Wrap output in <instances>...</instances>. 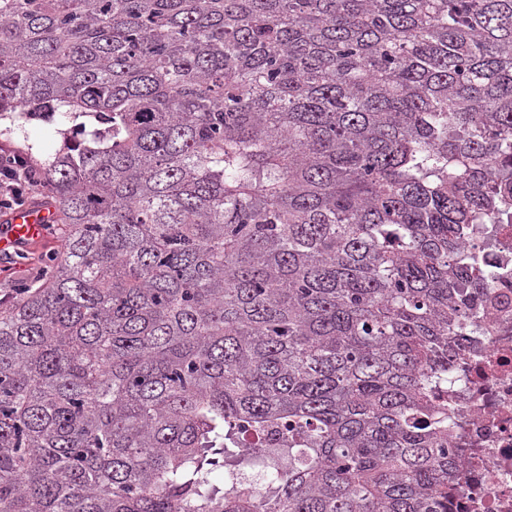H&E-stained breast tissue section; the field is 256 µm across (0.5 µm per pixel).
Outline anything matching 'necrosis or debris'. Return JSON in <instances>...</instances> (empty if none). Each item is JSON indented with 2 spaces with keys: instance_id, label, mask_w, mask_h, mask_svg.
I'll return each mask as SVG.
<instances>
[{
  "instance_id": "1",
  "label": "necrosis or debris",
  "mask_w": 512,
  "mask_h": 512,
  "mask_svg": "<svg viewBox=\"0 0 512 512\" xmlns=\"http://www.w3.org/2000/svg\"><path fill=\"white\" fill-rule=\"evenodd\" d=\"M466 250L500 282L448 381L450 445L463 459L448 512H512V224L476 225Z\"/></svg>"
}]
</instances>
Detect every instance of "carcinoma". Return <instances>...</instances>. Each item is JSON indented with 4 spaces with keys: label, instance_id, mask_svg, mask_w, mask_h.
I'll list each match as a JSON object with an SVG mask.
<instances>
[{
    "label": "carcinoma",
    "instance_id": "1",
    "mask_svg": "<svg viewBox=\"0 0 512 512\" xmlns=\"http://www.w3.org/2000/svg\"><path fill=\"white\" fill-rule=\"evenodd\" d=\"M58 113L61 251L0 313V512H448L512 0H0V117Z\"/></svg>",
    "mask_w": 512,
    "mask_h": 512
}]
</instances>
